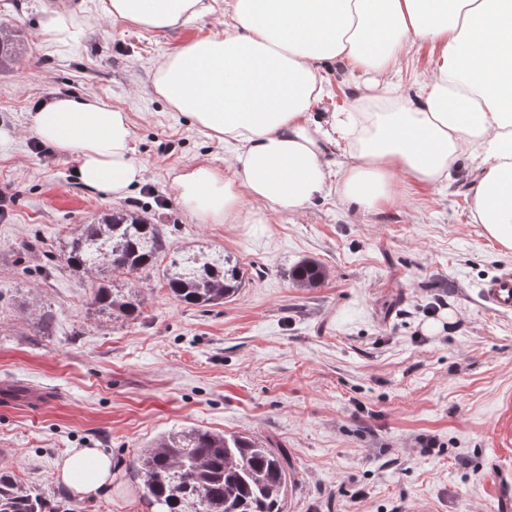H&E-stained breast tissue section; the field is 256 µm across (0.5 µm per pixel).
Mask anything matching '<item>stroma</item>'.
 Here are the masks:
<instances>
[{
  "instance_id": "35a3bbf8",
  "label": "stroma",
  "mask_w": 512,
  "mask_h": 512,
  "mask_svg": "<svg viewBox=\"0 0 512 512\" xmlns=\"http://www.w3.org/2000/svg\"><path fill=\"white\" fill-rule=\"evenodd\" d=\"M99 3L0 0V23L24 45L0 73V462L50 512H151L132 460L197 427L275 439L291 463L284 512H501L512 495V312L490 309L480 286L512 268V253L472 218L470 164L434 187L404 180L374 210L332 188L262 224L201 223L174 178L192 161L229 168L232 152L159 99L152 72L228 17L148 32ZM58 9L82 32L64 48L40 32ZM430 59L429 45L411 48L392 76L401 93H416ZM322 77L313 118L351 109L348 67L323 65ZM71 94L128 113L142 185L120 198L91 191L71 157L38 145L36 103ZM116 209L163 225L171 251L234 256L245 285L223 304L187 306L151 269L132 280L140 317L96 312L94 277L51 268L43 253ZM304 258L327 270L312 288L289 276ZM72 448L111 455V494L81 500L55 481Z\"/></svg>"
}]
</instances>
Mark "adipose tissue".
<instances>
[{"instance_id": "adipose-tissue-1", "label": "adipose tissue", "mask_w": 512, "mask_h": 512, "mask_svg": "<svg viewBox=\"0 0 512 512\" xmlns=\"http://www.w3.org/2000/svg\"><path fill=\"white\" fill-rule=\"evenodd\" d=\"M223 33L186 43L153 72L174 110L232 149L230 172L186 165L175 179L182 205L205 224H260L265 209L297 213L325 190V145L347 140L343 201L374 209L401 177L436 186L462 158L473 165L476 223L512 251V0H226ZM103 13L147 31L186 24L210 0H103ZM428 44L433 67L415 97L390 78L408 48ZM326 62L364 75L351 111L328 125L311 117L326 93ZM34 133L70 155L86 187L123 197L143 169L125 112L89 95L51 100ZM57 482L81 499L112 490V459L73 448Z\"/></svg>"}]
</instances>
